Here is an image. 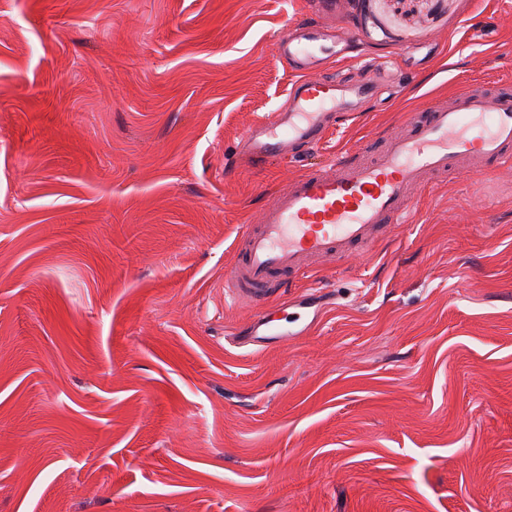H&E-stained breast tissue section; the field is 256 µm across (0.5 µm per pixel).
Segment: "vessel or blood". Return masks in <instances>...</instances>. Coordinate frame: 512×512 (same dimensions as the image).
I'll return each mask as SVG.
<instances>
[{"label":"vessel or blood","mask_w":512,"mask_h":512,"mask_svg":"<svg viewBox=\"0 0 512 512\" xmlns=\"http://www.w3.org/2000/svg\"><path fill=\"white\" fill-rule=\"evenodd\" d=\"M348 43L345 34L305 22L279 41L280 59L298 78L282 108L252 125L239 142L240 160L261 167L317 145L374 95V74L350 82L321 73L326 47ZM405 126L403 133L308 170L280 189L258 223L235 237L237 258L224 274L226 294L262 307L288 276L306 273L316 262L341 265L354 246L399 223L428 179L448 177L460 167L477 175L512 165L511 87L467 88L451 103L409 114ZM271 323L261 311L251 323L252 337H238V344H265Z\"/></svg>","instance_id":"b4317fda"}]
</instances>
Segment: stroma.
<instances>
[{
  "label": "stroma",
  "mask_w": 512,
  "mask_h": 512,
  "mask_svg": "<svg viewBox=\"0 0 512 512\" xmlns=\"http://www.w3.org/2000/svg\"><path fill=\"white\" fill-rule=\"evenodd\" d=\"M298 21L388 82L231 173ZM504 83L512 0H0V512H512V167L289 278L288 339L224 292L290 179ZM271 315V313H265L264 311L259 312L250 325L256 335L248 338L244 336H236L237 343L242 346H246L251 343L264 345L269 343L266 342V340L273 338L282 339L284 337H288V331L277 334H258L260 329L263 333L270 331L271 323L274 322V319L271 317Z\"/></svg>",
  "instance_id": "35a3bbf8"
}]
</instances>
